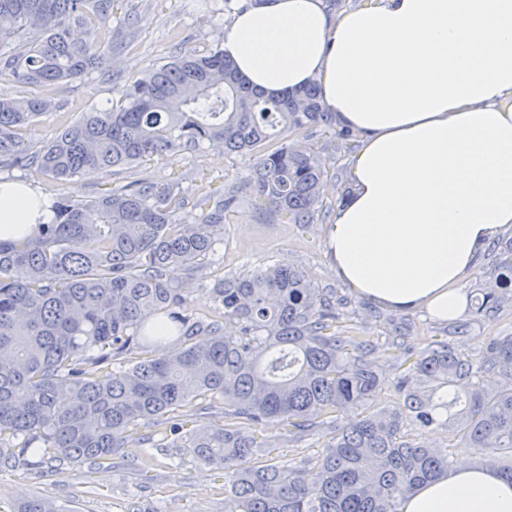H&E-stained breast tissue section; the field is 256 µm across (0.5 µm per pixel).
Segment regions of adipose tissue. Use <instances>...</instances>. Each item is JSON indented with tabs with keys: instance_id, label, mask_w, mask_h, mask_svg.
Instances as JSON below:
<instances>
[{
	"instance_id": "ef3b65f1",
	"label": "adipose tissue",
	"mask_w": 512,
	"mask_h": 512,
	"mask_svg": "<svg viewBox=\"0 0 512 512\" xmlns=\"http://www.w3.org/2000/svg\"><path fill=\"white\" fill-rule=\"evenodd\" d=\"M268 94L317 84L361 146L326 231L337 275L388 308L445 321L467 277L512 228V0H251L220 44ZM51 203L0 179V238L32 236ZM401 512H512V481L462 463Z\"/></svg>"
}]
</instances>
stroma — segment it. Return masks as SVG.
<instances>
[{
  "label": "stroma",
  "instance_id": "obj_1",
  "mask_svg": "<svg viewBox=\"0 0 512 512\" xmlns=\"http://www.w3.org/2000/svg\"><path fill=\"white\" fill-rule=\"evenodd\" d=\"M231 8L230 0H115L109 76L95 72L52 87L50 94L58 107L26 131L29 151L51 141L84 113L111 108L130 81L168 62L179 48L202 53L216 48L224 38V19ZM248 165V159L210 147L176 157L168 165L144 161L113 177L111 183L122 186L141 179L162 183L176 178L192 197L202 186L214 189L242 182ZM0 177L31 182L51 199L62 193L93 197L100 190L95 180L60 184L33 167L4 170ZM325 233L321 223L267 224L249 207H241L217 231L216 251L204 266L191 275L175 274L189 288V314L207 322L222 320L224 309L211 293L216 279L282 263L303 270L316 286L347 297L345 318L359 336H394L405 323L409 326L406 347L417 350L444 339L459 354L477 361L491 338L512 335V303L490 317L466 313L455 324L438 323L419 311L393 310L356 296L331 265ZM460 324L466 327L461 335L456 332ZM274 434L279 440L274 457L297 466L314 461L326 442L325 433L318 431L291 441L282 429H275ZM35 496L51 499L59 512H224V473L177 449L160 450L134 440L101 467L75 475L55 474L45 465L33 469L0 466V512H14L20 502Z\"/></svg>",
  "mask_w": 512,
  "mask_h": 512
}]
</instances>
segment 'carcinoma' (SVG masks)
Instances as JSON below:
<instances>
[{
  "label": "carcinoma",
  "mask_w": 512,
  "mask_h": 512,
  "mask_svg": "<svg viewBox=\"0 0 512 512\" xmlns=\"http://www.w3.org/2000/svg\"><path fill=\"white\" fill-rule=\"evenodd\" d=\"M114 0H0V79L30 88L102 71L112 42L98 28ZM73 25L86 28L74 40ZM51 97L0 95V169L36 167L53 181L111 176L151 158L201 147L247 155L252 212L269 224H315L325 216L329 171L322 155L352 148L313 84L281 94L251 87L217 48L182 49L133 81L111 110L86 112L39 150L23 133L51 111ZM332 136L323 140L321 133ZM240 186L202 193L187 209L180 182L146 179L92 199L61 194L55 217L33 236L0 239V465L40 456L59 474L100 465L128 441L180 448L224 469V512H399L401 502L448 471V452L419 445L405 429L454 409L462 447L512 480V335L495 337L479 362L446 341L404 352L398 402L333 429L322 455L297 467L271 457L272 426L294 437L349 408L371 406L398 334L379 343L339 325L348 300L306 274L274 264L224 277L214 293L224 319L185 314L188 291L175 269L199 270L214 234L238 211ZM512 302V239L473 297L477 316ZM177 333L184 349L113 367ZM498 372V388L474 381ZM224 399L228 424L185 430L180 413L198 399ZM17 512H59L33 498Z\"/></svg>",
  "instance_id": "carcinoma-1"
}]
</instances>
